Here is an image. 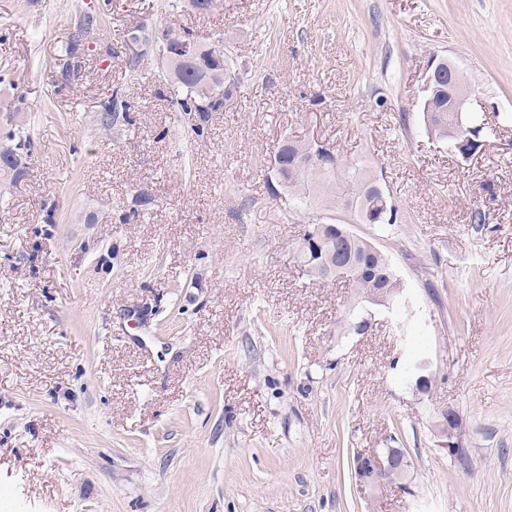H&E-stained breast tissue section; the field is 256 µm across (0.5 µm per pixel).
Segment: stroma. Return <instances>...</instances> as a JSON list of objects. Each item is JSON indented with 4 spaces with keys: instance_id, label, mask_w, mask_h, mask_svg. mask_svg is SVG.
<instances>
[{
    "instance_id": "obj_1",
    "label": "stroma",
    "mask_w": 512,
    "mask_h": 512,
    "mask_svg": "<svg viewBox=\"0 0 512 512\" xmlns=\"http://www.w3.org/2000/svg\"><path fill=\"white\" fill-rule=\"evenodd\" d=\"M79 2L0 0V144L15 112L36 146L0 175V512H512V0H108L65 79ZM165 20L223 35L241 76L199 135L153 57L128 68L130 32ZM435 59L490 127L471 159L424 129ZM116 89L131 122L106 131ZM288 138L370 168L396 222L272 198ZM314 221L396 267L364 332L336 333L348 282L299 263ZM420 336L428 394L405 379ZM378 448L403 449L407 490L361 489L353 456Z\"/></svg>"
}]
</instances>
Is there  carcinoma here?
Here are the masks:
<instances>
[{
	"label": "carcinoma",
	"mask_w": 512,
	"mask_h": 512,
	"mask_svg": "<svg viewBox=\"0 0 512 512\" xmlns=\"http://www.w3.org/2000/svg\"><path fill=\"white\" fill-rule=\"evenodd\" d=\"M218 0H168V11L192 10L205 15L217 7ZM95 16L81 10L74 31L54 58L55 63H63V69L77 68L85 45L97 34ZM134 32L142 39L144 46H150L152 39L163 35L175 40L194 39L196 35L188 28L162 25L158 28L136 26ZM224 54V39L219 37L209 42H198V62L182 64L173 62L169 66H156L160 82L165 89L166 100L174 111L189 115L193 112L202 117L210 112L224 110V72L234 69L232 56L218 59ZM128 105L119 100L118 91L100 102L95 122L103 129L129 120ZM423 120L426 130L439 140L454 142L464 132L469 123L467 116L443 110L425 112ZM35 149L29 128L24 123L14 125L9 136V145L0 149V171L8 173L17 170L22 156H30ZM316 144L298 140L284 142L285 166L278 170L271 168L266 175L267 183L288 191V195L304 201L321 192L328 193L354 210L357 220L365 223L366 215L381 216L380 223L393 224L396 211L386 197L369 190L373 175L359 164L345 163L336 158L331 165L321 166L308 162ZM323 251L337 257L340 253H350L357 259L358 267L344 275L354 288L355 302L350 306L345 318L339 322L337 333L344 336L366 326V305L369 298L380 295L387 304L394 305L402 298L403 286L390 258L368 240L350 232L348 237H334L323 244Z\"/></svg>",
	"instance_id": "cac0c4a2"
}]
</instances>
